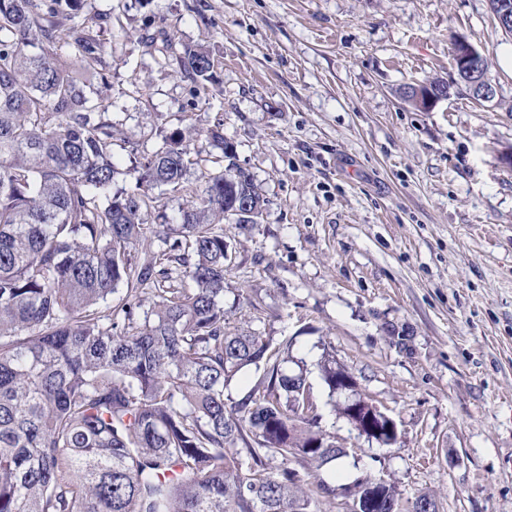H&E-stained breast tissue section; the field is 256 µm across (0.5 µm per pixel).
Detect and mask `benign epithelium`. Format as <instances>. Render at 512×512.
<instances>
[{
    "label": "benign epithelium",
    "mask_w": 512,
    "mask_h": 512,
    "mask_svg": "<svg viewBox=\"0 0 512 512\" xmlns=\"http://www.w3.org/2000/svg\"><path fill=\"white\" fill-rule=\"evenodd\" d=\"M493 9L500 28L506 34H512V0H495ZM454 78L448 87L441 90H415L416 97L428 109L438 102L449 100L457 89L464 87L470 96L481 102H490L496 96V88L489 80L484 68V55L469 42L458 39L454 44L453 61ZM357 380H344L338 393L347 395L348 422L369 440H377L382 446H391L398 441V427L381 407L365 398L358 396ZM360 485L365 489L362 498L354 499L349 504L350 512H397L398 506L386 500L373 481L367 478Z\"/></svg>",
    "instance_id": "1"
}]
</instances>
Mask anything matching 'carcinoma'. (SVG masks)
Segmentation results:
<instances>
[{
    "label": "carcinoma",
    "mask_w": 512,
    "mask_h": 512,
    "mask_svg": "<svg viewBox=\"0 0 512 512\" xmlns=\"http://www.w3.org/2000/svg\"><path fill=\"white\" fill-rule=\"evenodd\" d=\"M83 2L0 0V512H316L315 496L349 488L306 489L271 466L342 457L297 412L306 376L283 369L271 338L224 327V224H242L236 196L257 218L264 199L208 129L224 172L179 222L161 215L164 249L132 263L149 190L186 188L188 144L171 133L141 155L134 190L114 188L112 113L80 75L106 66L94 27L108 19L59 22ZM180 65L204 89L218 62L187 45ZM166 261L195 287L168 285ZM250 366L262 389L227 403ZM349 377L323 366L333 392Z\"/></svg>",
    "instance_id": "carcinoma-1"
}]
</instances>
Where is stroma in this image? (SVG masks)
Returning a JSON list of instances; mask_svg holds the SVG:
<instances>
[{
  "mask_svg": "<svg viewBox=\"0 0 512 512\" xmlns=\"http://www.w3.org/2000/svg\"><path fill=\"white\" fill-rule=\"evenodd\" d=\"M99 14L117 184L133 151L222 126L265 200L228 226L226 325L304 372L320 427L349 453L302 477L390 483L402 512H512V36L489 0H84ZM482 51L493 101L414 107L405 87L449 78L454 40ZM208 47L217 86L181 74ZM336 359L397 423L359 436L324 383Z\"/></svg>",
  "mask_w": 512,
  "mask_h": 512,
  "instance_id": "1",
  "label": "stroma"
}]
</instances>
